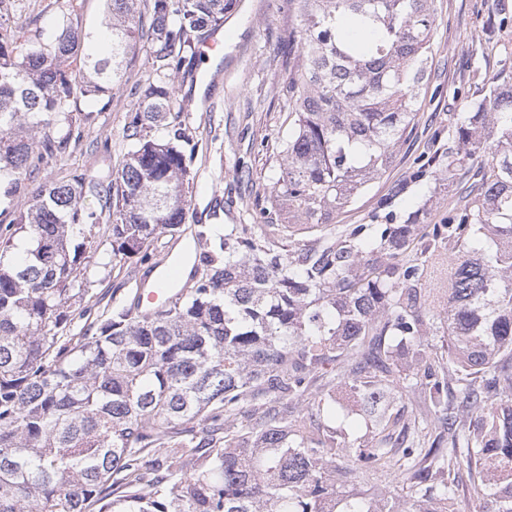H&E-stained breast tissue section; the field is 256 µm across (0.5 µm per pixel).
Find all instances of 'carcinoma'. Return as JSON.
I'll return each mask as SVG.
<instances>
[{
	"label": "carcinoma",
	"mask_w": 512,
	"mask_h": 512,
	"mask_svg": "<svg viewBox=\"0 0 512 512\" xmlns=\"http://www.w3.org/2000/svg\"><path fill=\"white\" fill-rule=\"evenodd\" d=\"M67 0L40 18L0 9V200L32 203L0 237V512H446L460 490L512 512V86L455 126L441 174L478 180L437 224L337 213L389 168L432 59L431 0H289V133L274 192L294 221L196 232L205 269L155 310L139 296L91 317L80 266L175 234L190 206L184 108L171 76L237 0H103L101 28ZM146 49L152 77L127 86ZM129 88L122 167L40 172L82 140L71 103ZM299 224L320 235L294 249ZM455 253L444 270L435 257ZM344 384L376 415L372 441L293 428L336 417ZM415 407H386L387 393ZM257 415L239 425L246 412ZM404 477L409 502L360 478Z\"/></svg>",
	"instance_id": "1"
}]
</instances>
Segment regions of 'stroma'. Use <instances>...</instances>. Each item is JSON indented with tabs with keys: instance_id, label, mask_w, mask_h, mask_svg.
Returning <instances> with one entry per match:
<instances>
[{
	"instance_id": "obj_1",
	"label": "stroma",
	"mask_w": 512,
	"mask_h": 512,
	"mask_svg": "<svg viewBox=\"0 0 512 512\" xmlns=\"http://www.w3.org/2000/svg\"><path fill=\"white\" fill-rule=\"evenodd\" d=\"M436 14L434 54L427 89L422 93L414 127L395 151L389 169L368 191L333 221L337 229L349 224H401L420 209L431 221L446 215L459 197L458 184L444 177H417L430 158L447 163L456 150L455 124L485 93L486 77L500 75L512 83V28H493L495 15L512 17V0H433ZM299 20L289 0H241L240 9L225 25L224 57L219 64L184 56L174 81L187 117L182 125L185 149L191 153V205L185 222L195 228L226 224H284L288 209L275 198L288 135L287 114L280 84L283 64L297 51ZM211 75L203 109L193 93L202 75ZM88 138L98 143L94 153H74L44 171L60 180L72 170L87 169L107 178L125 152L122 130L129 102L116 92L93 105ZM175 241L161 235L151 261L132 257L107 262L95 253L83 264L89 293L110 304L135 291L154 264L166 261Z\"/></svg>"
}]
</instances>
